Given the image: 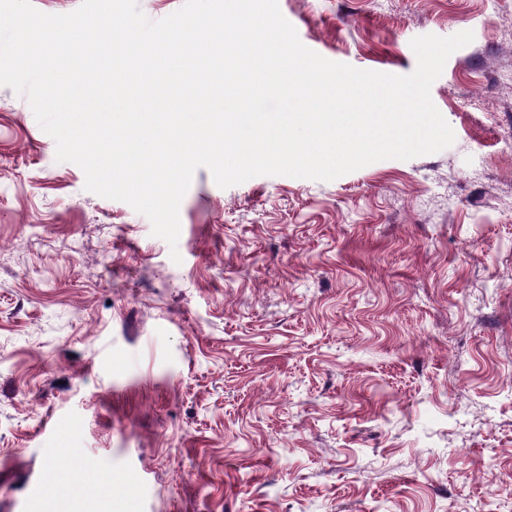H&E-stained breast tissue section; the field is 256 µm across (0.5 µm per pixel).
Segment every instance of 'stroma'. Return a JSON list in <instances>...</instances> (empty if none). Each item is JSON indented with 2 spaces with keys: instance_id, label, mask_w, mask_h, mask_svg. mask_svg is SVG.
<instances>
[{
  "instance_id": "1",
  "label": "stroma",
  "mask_w": 512,
  "mask_h": 512,
  "mask_svg": "<svg viewBox=\"0 0 512 512\" xmlns=\"http://www.w3.org/2000/svg\"><path fill=\"white\" fill-rule=\"evenodd\" d=\"M411 74L452 146L332 181L198 168L178 250L0 86V512H512V0H278Z\"/></svg>"
}]
</instances>
